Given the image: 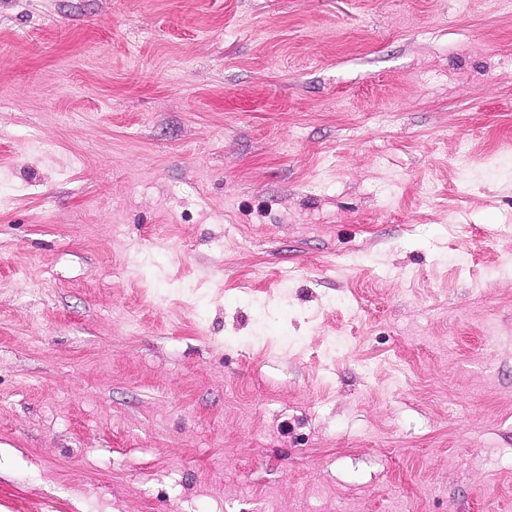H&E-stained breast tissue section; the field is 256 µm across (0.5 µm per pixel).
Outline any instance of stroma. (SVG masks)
Returning <instances> with one entry per match:
<instances>
[{
	"mask_svg": "<svg viewBox=\"0 0 512 512\" xmlns=\"http://www.w3.org/2000/svg\"><path fill=\"white\" fill-rule=\"evenodd\" d=\"M0 512H512V10L0 0Z\"/></svg>",
	"mask_w": 512,
	"mask_h": 512,
	"instance_id": "35a3bbf8",
	"label": "stroma"
}]
</instances>
